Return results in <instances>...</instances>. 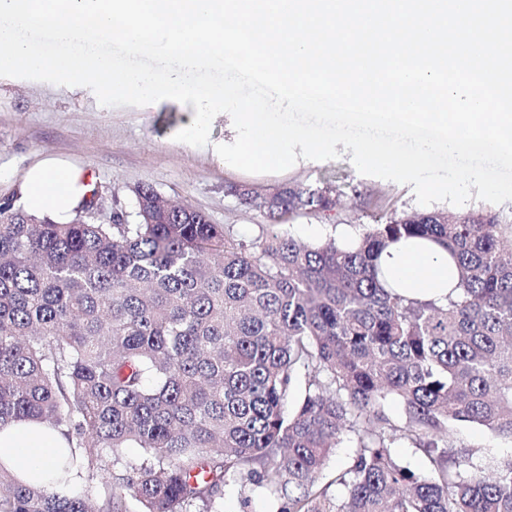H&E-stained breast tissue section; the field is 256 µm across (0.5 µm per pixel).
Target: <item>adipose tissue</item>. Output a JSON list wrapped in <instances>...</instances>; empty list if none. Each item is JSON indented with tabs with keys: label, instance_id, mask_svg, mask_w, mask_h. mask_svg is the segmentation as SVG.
<instances>
[{
	"label": "adipose tissue",
	"instance_id": "obj_1",
	"mask_svg": "<svg viewBox=\"0 0 512 512\" xmlns=\"http://www.w3.org/2000/svg\"><path fill=\"white\" fill-rule=\"evenodd\" d=\"M96 183L86 167L47 156L29 166L20 184L24 211L49 216L65 224L76 209L94 199ZM383 287L413 300L445 301L453 287L452 261L447 249L434 241L403 239L390 244L378 259ZM66 445L49 426L31 420L0 428V463L19 480L39 478Z\"/></svg>",
	"mask_w": 512,
	"mask_h": 512
}]
</instances>
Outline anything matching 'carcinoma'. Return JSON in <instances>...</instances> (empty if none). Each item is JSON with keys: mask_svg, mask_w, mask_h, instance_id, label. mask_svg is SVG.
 <instances>
[{"mask_svg": "<svg viewBox=\"0 0 512 512\" xmlns=\"http://www.w3.org/2000/svg\"><path fill=\"white\" fill-rule=\"evenodd\" d=\"M224 192L266 231L243 239L151 186L135 222L0 203V425L37 420L70 443L33 484L0 466V512H221L229 480L277 512H512V456L476 465L448 445L464 424L512 438V213L395 210L343 249L283 230L333 211L328 186H282L269 207ZM403 237L448 247L447 302L380 284L375 260ZM346 437L351 463L325 474ZM402 438L426 471L395 458ZM106 448L147 457L111 482Z\"/></svg>", "mask_w": 512, "mask_h": 512, "instance_id": "1", "label": "carcinoma"}]
</instances>
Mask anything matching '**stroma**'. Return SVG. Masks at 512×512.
<instances>
[{
    "label": "stroma",
    "mask_w": 512,
    "mask_h": 512,
    "mask_svg": "<svg viewBox=\"0 0 512 512\" xmlns=\"http://www.w3.org/2000/svg\"><path fill=\"white\" fill-rule=\"evenodd\" d=\"M187 105L165 99L147 106L106 107L87 88L74 91L41 81L0 77V201L16 196L18 178L46 154L90 167L97 200L89 216L108 223L112 213L135 210V191L152 186L163 196L203 211L214 224L234 225L239 236L256 237L264 218L225 195L230 183L260 190L294 183L332 187L339 203L330 216L307 215L291 221L299 241L316 243L333 225L372 223L380 207L417 208L412 186L360 174L348 152L309 161L280 175L249 177L224 169L206 153L174 141ZM476 457L512 456V440L472 426L458 427L450 439ZM264 491L226 482L223 512H272Z\"/></svg>",
    "instance_id": "stroma-1"
}]
</instances>
